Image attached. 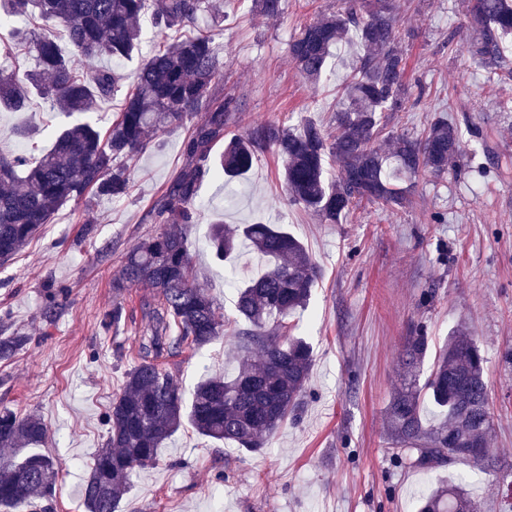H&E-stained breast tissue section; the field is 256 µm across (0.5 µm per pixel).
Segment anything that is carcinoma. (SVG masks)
<instances>
[{
    "instance_id": "cac0c4a2",
    "label": "carcinoma",
    "mask_w": 512,
    "mask_h": 512,
    "mask_svg": "<svg viewBox=\"0 0 512 512\" xmlns=\"http://www.w3.org/2000/svg\"><path fill=\"white\" fill-rule=\"evenodd\" d=\"M150 0H0V20H23L30 30L0 39V56L36 54L38 69L0 67V110L26 108L37 94L51 110L72 117L98 102L123 98L121 112L104 131L89 121H71L54 131L50 143L30 155H0V264L11 261L54 215L85 197L122 198L130 182L129 163L152 147L157 135L192 124L183 141L184 165L153 204L148 217L163 225L127 255L112 288L121 294L145 286V326L138 363L125 373L121 393L106 413L108 437L95 455L82 491L85 512H118L133 471L152 465L158 449L183 423L217 442L247 452L267 447L270 438L301 404L312 366L310 344L290 334V320L304 311L319 270L304 244L282 226L211 224L214 257L230 263L246 250L269 261L259 277L236 286L235 309L244 327L234 333L244 354L231 377L200 381L190 400L159 360L175 358L184 345L203 347L223 335L213 297L192 278L188 234L197 224L200 185L209 173L230 181L247 173L259 154L274 150L292 201L322 221L336 224L361 202L404 207L409 187L398 181L421 171L448 173L464 148L461 127L434 119L422 138L393 137L391 150L375 145L383 113L403 112L411 96L406 58L391 0H344V7L306 25L288 43V57L316 83L326 74L331 49L350 32L362 51L351 61L353 79L336 110V137L304 119L291 128L279 122L232 133L237 97L217 94L224 55L212 35L198 30L199 18L223 13L218 0H156L159 49L141 60L130 84L113 71L85 70L80 59H129L139 52V20ZM285 0H251L268 19L284 13ZM67 34L72 52L62 50L54 27ZM466 53L489 79L506 72L503 52L512 37V0H474L468 10ZM224 144L216 156L213 148ZM338 164L331 176L328 161ZM25 336H1L0 360L11 359ZM429 351L419 328L400 350L403 384L386 409L396 458L427 469L448 458L489 466L488 435L493 426L484 357L467 328L459 324L420 380ZM439 416L423 422L425 403ZM47 429L35 415L0 410V508L4 512H54L57 463L32 452L17 461L19 448L45 443ZM416 512H478L465 485L442 483L421 496Z\"/></svg>"
}]
</instances>
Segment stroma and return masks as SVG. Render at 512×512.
Masks as SVG:
<instances>
[{"instance_id":"obj_1","label":"stroma","mask_w":512,"mask_h":512,"mask_svg":"<svg viewBox=\"0 0 512 512\" xmlns=\"http://www.w3.org/2000/svg\"><path fill=\"white\" fill-rule=\"evenodd\" d=\"M412 85L421 99L409 111L385 113L380 146L393 136H420L433 115L447 113L467 132L459 170L419 173L400 209L365 204L327 224L292 202L282 164L259 155L226 200L225 184L206 178L202 219L188 235L195 282L227 319L225 337L186 350L169 363L183 395L204 376L233 374L234 289L215 264L209 223L283 225L320 271L294 335L313 348L314 366L297 417L268 447L250 453L216 443L183 424L158 451L155 466L136 471L119 512H414L419 496L471 470L448 460L428 469L403 467L392 454L386 406L399 386V350L416 328L439 349L466 322L485 359L494 416L493 460L468 489L483 512H512V78L487 79L462 48L467 0H393ZM342 0H286L271 21L240 0H224L225 18H203L224 53L219 92L242 107L236 132L265 122L309 119L336 130V105L351 72L329 61V77L311 86L288 58L300 25L340 9ZM49 107L32 97L21 112H0V154L48 142ZM33 129L19 136L20 126ZM186 128L158 135L131 168L132 188L118 201L68 203L13 260L0 265V336L28 342L0 362V407L36 414L48 440L40 451L61 467L55 512H84L82 486L108 427L104 415L138 361L143 289L115 295L112 280L127 252L158 232L148 210L184 164ZM62 294L53 320L42 316L49 292ZM123 317L104 319L114 306Z\"/></svg>"}]
</instances>
